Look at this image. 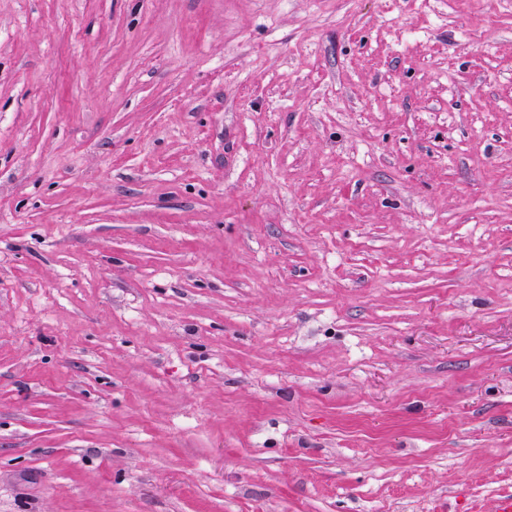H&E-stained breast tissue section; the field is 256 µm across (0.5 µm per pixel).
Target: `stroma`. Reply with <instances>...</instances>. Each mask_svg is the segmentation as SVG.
<instances>
[{"label": "stroma", "mask_w": 512, "mask_h": 512, "mask_svg": "<svg viewBox=\"0 0 512 512\" xmlns=\"http://www.w3.org/2000/svg\"><path fill=\"white\" fill-rule=\"evenodd\" d=\"M512 494V0H0V512Z\"/></svg>", "instance_id": "1"}]
</instances>
